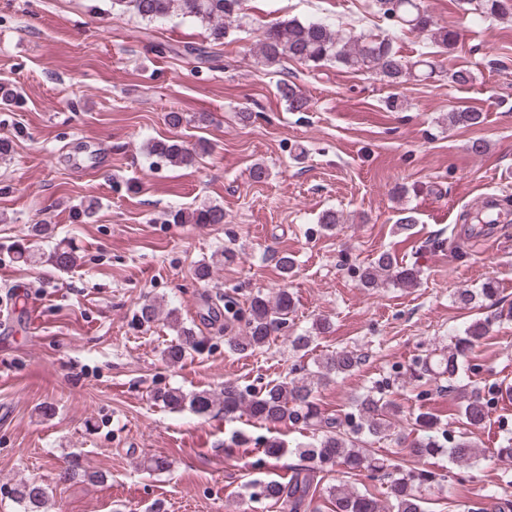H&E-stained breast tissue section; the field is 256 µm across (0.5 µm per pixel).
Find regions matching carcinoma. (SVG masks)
I'll return each instance as SVG.
<instances>
[{"label": "carcinoma", "instance_id": "1", "mask_svg": "<svg viewBox=\"0 0 512 512\" xmlns=\"http://www.w3.org/2000/svg\"><path fill=\"white\" fill-rule=\"evenodd\" d=\"M378 11L386 20L402 28L426 36L434 45L448 49L456 45L460 33L434 20L422 0H376ZM112 10L131 13L148 21H164L173 17L183 21L199 23L209 30L212 41L222 45L229 28L240 27L245 17L244 0H112ZM474 21L496 20L512 17V0H477ZM295 61L315 66L323 62H334L352 72H371L386 85L396 87L415 78L420 73L430 76L434 64L420 60L408 63L394 48L393 39L387 35L361 33L352 35L343 27H336L320 19L300 21L288 19L266 25L256 43L254 63L272 68L284 61ZM278 92L288 104L291 112H305L309 100L302 89L293 82L282 81ZM448 126L475 127L485 120L483 113L453 109L448 112ZM205 150L199 143L193 147L173 139H157L148 145L150 155L172 165L187 166L194 162L198 151ZM170 224H222L224 208L218 205H203L192 210L169 211ZM234 255L222 252L220 258L200 263L195 275L200 280L211 277L214 264L230 261ZM17 260L23 263L41 262L57 270H67L75 264L73 250L62 243L56 244L47 253L30 246L18 248ZM359 280L365 288H376L379 283L389 281L402 288L419 284L420 270L413 265L399 262L389 251L381 253L375 261L360 269ZM498 288L493 281L485 282L477 291L460 288L455 299L469 305L480 299L485 307L497 304ZM293 295L281 288L270 297L262 292L253 295L242 311L224 308V319L244 322L241 334L224 337V346L233 353L253 354L267 347L270 339L280 333L288 323V315L294 310ZM161 300H144L136 315L138 324L151 327L160 320ZM500 313L487 316L469 324L450 336L448 349L431 353L418 359L422 373L450 382L459 378L464 364L473 349L489 337L490 328ZM165 321L176 336L163 351V359L169 365L180 363L187 354L203 351L207 338L199 336L181 320L178 309L167 311ZM329 329V322L319 319L313 323L312 331L289 337L292 350L298 352L309 348L315 334ZM363 360L362 354L343 348L324 356L317 370L293 377L288 381H271L260 389H243L234 381L224 382L218 392L201 390L186 393L180 388H165L154 394V399L172 410L188 409L199 417L212 413H223L233 417L245 413L250 419L268 424L290 422L317 431L312 441L303 445L299 458L303 464L293 468L288 483L277 480L260 481L253 484L256 494L281 503L287 512H305L309 509L308 496L316 474L330 471L336 466H345L356 471H368L386 480L385 498L379 499L368 493H360L345 484L332 485L327 489L331 512H425L422 498L416 487L432 479L429 472H400L385 454L370 453L363 448L364 438L377 441L392 440L401 444V438L392 437L389 414L394 402L386 398L390 382L381 381L360 396L351 411L342 420L324 419L316 402L318 386L334 381L352 372ZM462 415L472 427H478L485 418L484 401L479 392H471L462 406ZM420 435L409 444L413 457L432 455L448 448V458L454 463L474 464L480 451L468 437L460 436L447 441L439 431L438 421L428 412L416 416ZM264 454L277 460L283 453L285 442L276 437L262 441ZM83 477L91 482L102 478L96 471L88 470L77 457L72 456L55 473L56 482H72ZM12 495L21 512H48L50 488L37 480H25L16 484Z\"/></svg>", "mask_w": 512, "mask_h": 512}]
</instances>
